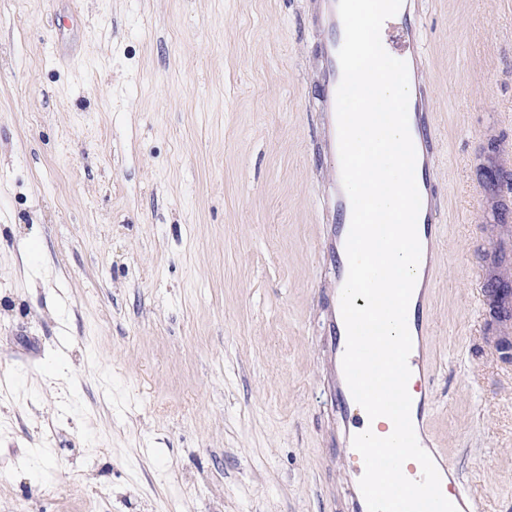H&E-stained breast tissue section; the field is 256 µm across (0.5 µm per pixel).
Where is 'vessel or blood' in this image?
<instances>
[{
  "mask_svg": "<svg viewBox=\"0 0 512 512\" xmlns=\"http://www.w3.org/2000/svg\"><path fill=\"white\" fill-rule=\"evenodd\" d=\"M311 22L322 35L320 64L318 70L317 110L327 128L324 153L331 159H338V128L336 118V92L341 81V67L338 51L343 43L344 28L338 13V0H311ZM384 48L391 56L404 60L409 71V131L415 146L416 183L421 196V209L417 220V234L423 247L420 268L425 286L420 289L416 301L410 302L407 324L410 334L416 338L408 359L411 377L408 391L412 398L411 420L419 444L433 459L441 476V489L446 498L453 502L458 512H476V504L461 482L453 461L436 448L430 424L432 403L430 382L433 357L429 348L432 321L428 306L426 285L431 282L435 268L434 259L442 237L441 212L437 205L434 181V160L437 154L438 138L434 131V118L429 105V88L423 77L424 59L420 51V8L419 0H403L398 13L387 19L381 30ZM326 214L336 225L335 279L337 285H344L348 275L346 239L352 220V205L345 192L340 176H333L329 193L324 201ZM346 328L341 315L331 319L327 343L335 359H342L346 349ZM336 419L344 429L346 437H353L364 431H373L377 436H388L392 428L370 420L365 410L356 403L344 375L336 377L334 394Z\"/></svg>",
  "mask_w": 512,
  "mask_h": 512,
  "instance_id": "b4317fda",
  "label": "vessel or blood"
}]
</instances>
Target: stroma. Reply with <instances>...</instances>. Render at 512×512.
I'll list each match as a JSON object with an SVG mask.
<instances>
[{"label": "stroma", "instance_id": "1", "mask_svg": "<svg viewBox=\"0 0 512 512\" xmlns=\"http://www.w3.org/2000/svg\"><path fill=\"white\" fill-rule=\"evenodd\" d=\"M432 432L512 512V0H420ZM309 0H0V512H336Z\"/></svg>", "mask_w": 512, "mask_h": 512}]
</instances>
